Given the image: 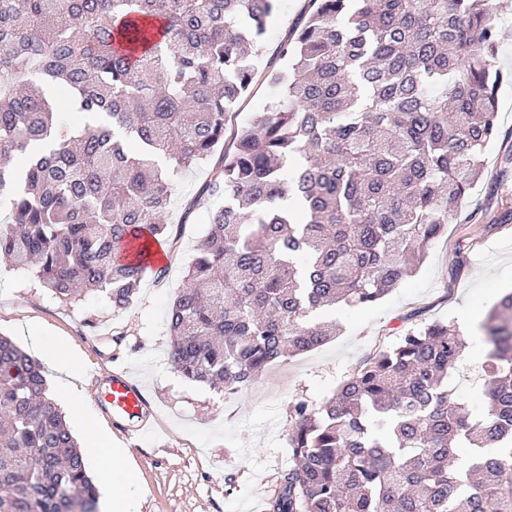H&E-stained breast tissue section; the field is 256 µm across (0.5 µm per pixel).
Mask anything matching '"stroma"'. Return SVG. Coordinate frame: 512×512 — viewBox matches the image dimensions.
Masks as SVG:
<instances>
[{"label": "stroma", "instance_id": "stroma-1", "mask_svg": "<svg viewBox=\"0 0 512 512\" xmlns=\"http://www.w3.org/2000/svg\"><path fill=\"white\" fill-rule=\"evenodd\" d=\"M499 33L495 68L500 75L497 133L484 153L479 181L458 207L457 219L430 246L422 265L384 299L366 307L326 310L336 336L324 346L277 362L249 386L224 393L189 381L167 361V314L184 284L196 245L218 206L199 198L211 168L178 172L167 220L182 224L178 249L167 254L163 282L146 279L137 304L113 311L106 296L91 293L65 302L26 271L0 258V334L28 348L33 331L60 339L83 360L73 379L46 370L49 394L63 397L66 384L86 396L108 370H126L150 401L152 433L139 435L96 404L88 415L131 448L136 485L132 512H264L278 474L288 465V406L296 400L320 406L378 347L395 345L403 333L433 321L460 324L464 313L487 314L512 289V0H493ZM310 10L308 0H279L266 22L259 68L281 67V43L295 38ZM192 211H185L187 201ZM123 332L120 345L110 342ZM484 330L467 342L458 375L449 384L482 409Z\"/></svg>", "mask_w": 512, "mask_h": 512}]
</instances>
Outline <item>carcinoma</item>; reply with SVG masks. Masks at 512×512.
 Instances as JSON below:
<instances>
[{"instance_id":"obj_1","label":"carcinoma","mask_w":512,"mask_h":512,"mask_svg":"<svg viewBox=\"0 0 512 512\" xmlns=\"http://www.w3.org/2000/svg\"><path fill=\"white\" fill-rule=\"evenodd\" d=\"M314 2L263 75L276 100L219 153L277 0H0V256L63 301L82 288L126 311L167 268L121 248H176L170 176L210 162L198 197L224 205L169 309L173 369L235 393L326 344L325 310L385 297L482 173L493 3ZM53 88L96 121H58ZM485 329L478 420L448 387L465 342L442 321L368 354L321 406L291 402V465L266 512H512V293ZM462 443L480 452L461 469ZM98 503L41 363L0 335V512Z\"/></svg>"}]
</instances>
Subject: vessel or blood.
Returning a JSON list of instances; mask_svg holds the SVG:
<instances>
[{
  "instance_id": "1",
  "label": "vessel or blood",
  "mask_w": 512,
  "mask_h": 512,
  "mask_svg": "<svg viewBox=\"0 0 512 512\" xmlns=\"http://www.w3.org/2000/svg\"><path fill=\"white\" fill-rule=\"evenodd\" d=\"M94 401L113 418L135 423L137 429L148 424L151 407L141 387L126 371L106 373L102 393Z\"/></svg>"
}]
</instances>
